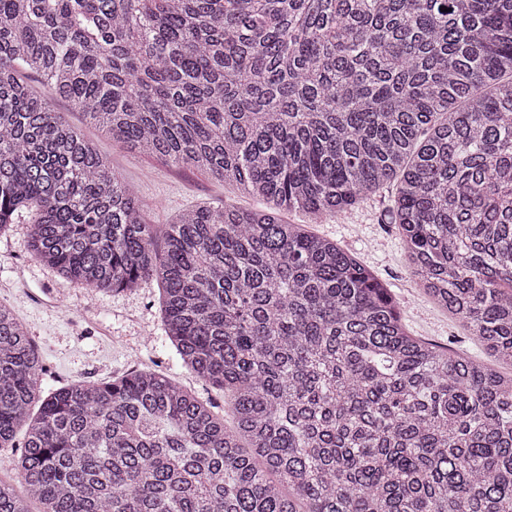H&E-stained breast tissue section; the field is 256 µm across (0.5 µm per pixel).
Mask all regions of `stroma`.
<instances>
[{"instance_id":"35a3bbf8","label":"stroma","mask_w":512,"mask_h":512,"mask_svg":"<svg viewBox=\"0 0 512 512\" xmlns=\"http://www.w3.org/2000/svg\"><path fill=\"white\" fill-rule=\"evenodd\" d=\"M55 109L137 187L150 223H172L183 210L196 206H262L252 195L218 182L200 169L173 168L158 157L127 150L98 128L85 125L81 113L67 101H56ZM390 196L389 190H380L321 224L310 223L298 210L283 212L282 217L307 225L310 233L357 253L398 299L402 320L412 335L506 371V364L464 335L459 322L418 287L398 230L386 216ZM0 304L13 309L41 353L46 367L43 390L77 379L98 381L138 367L162 372L200 396L222 397L183 368L171 351L156 282L130 293H101L88 299L84 289L73 287L31 258L27 229L22 224L12 225L0 235Z\"/></svg>"}]
</instances>
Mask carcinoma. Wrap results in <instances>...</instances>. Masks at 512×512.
Returning a JSON list of instances; mask_svg holds the SVG:
<instances>
[{
  "label": "carcinoma",
  "mask_w": 512,
  "mask_h": 512,
  "mask_svg": "<svg viewBox=\"0 0 512 512\" xmlns=\"http://www.w3.org/2000/svg\"><path fill=\"white\" fill-rule=\"evenodd\" d=\"M59 98L268 208L159 231ZM388 186L420 287L512 365V0H0V234L24 218L79 288L157 280L234 420L149 370L44 395L0 304L24 487L0 480V512H512V376L411 335L361 260L279 216Z\"/></svg>",
  "instance_id": "1"
}]
</instances>
